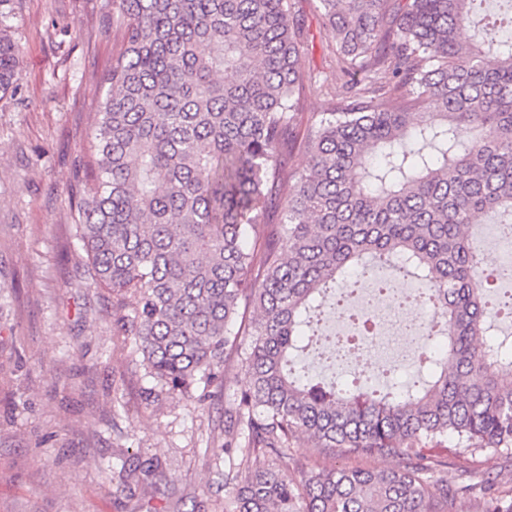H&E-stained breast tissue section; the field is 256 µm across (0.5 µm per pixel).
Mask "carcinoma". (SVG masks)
<instances>
[{
	"label": "carcinoma",
	"instance_id": "cac0c4a2",
	"mask_svg": "<svg viewBox=\"0 0 512 512\" xmlns=\"http://www.w3.org/2000/svg\"><path fill=\"white\" fill-rule=\"evenodd\" d=\"M320 0L347 95L306 133L321 92L290 0H112L121 49L69 198L88 280L161 389L202 406L235 358L224 409V512H512V477L448 458L512 455V349L490 325L467 225L512 223V0ZM21 47L0 10V93ZM297 152L308 156L288 170ZM288 196L280 207L282 196ZM277 215V223L265 218ZM394 260L421 283L428 376L396 393L298 367L336 286ZM445 337L438 353L429 341ZM347 468L306 469L299 437ZM401 456V469L366 462Z\"/></svg>",
	"mask_w": 512,
	"mask_h": 512
}]
</instances>
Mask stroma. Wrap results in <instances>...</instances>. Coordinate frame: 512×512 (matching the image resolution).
I'll use <instances>...</instances> for the list:
<instances>
[{
  "mask_svg": "<svg viewBox=\"0 0 512 512\" xmlns=\"http://www.w3.org/2000/svg\"><path fill=\"white\" fill-rule=\"evenodd\" d=\"M107 0H9L22 49L0 97V512H223L224 407L245 385L226 362L204 407L146 389L141 356L91 286L66 189L116 48ZM304 69L330 71L334 35L320 0H292ZM161 481L125 491L128 469Z\"/></svg>",
  "mask_w": 512,
  "mask_h": 512,
  "instance_id": "1",
  "label": "stroma"
}]
</instances>
